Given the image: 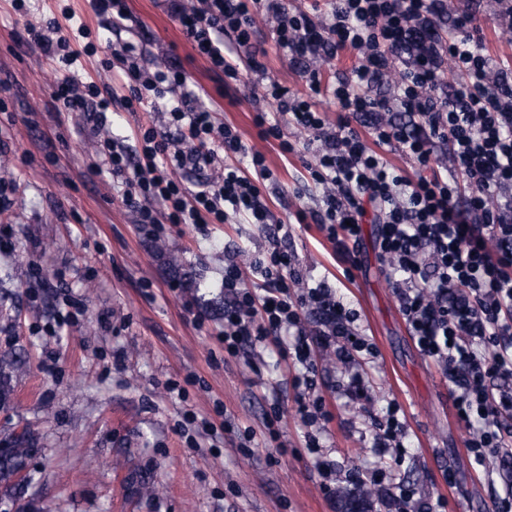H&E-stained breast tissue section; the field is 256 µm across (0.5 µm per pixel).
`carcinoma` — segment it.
I'll use <instances>...</instances> for the list:
<instances>
[{"label":"carcinoma","instance_id":"cac0c4a2","mask_svg":"<svg viewBox=\"0 0 512 512\" xmlns=\"http://www.w3.org/2000/svg\"><path fill=\"white\" fill-rule=\"evenodd\" d=\"M20 357H0V407H7L14 392V376L24 368ZM39 440L34 431L25 427L20 434L6 433L0 437V503L12 502L18 512H40L39 501L22 489L17 472L38 452Z\"/></svg>","mask_w":512,"mask_h":512}]
</instances>
